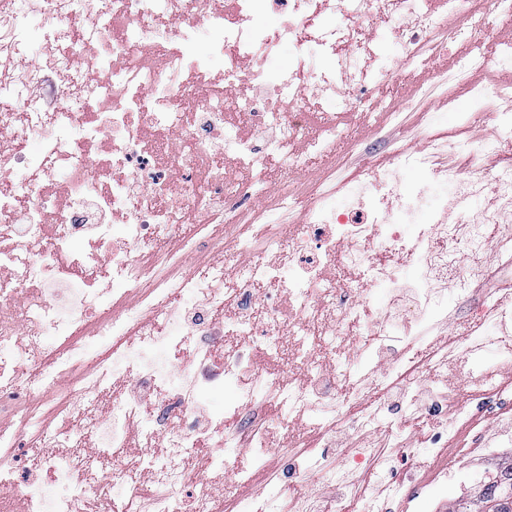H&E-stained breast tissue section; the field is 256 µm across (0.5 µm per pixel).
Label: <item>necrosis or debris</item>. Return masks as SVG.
<instances>
[{
  "instance_id": "obj_1",
  "label": "necrosis or debris",
  "mask_w": 512,
  "mask_h": 512,
  "mask_svg": "<svg viewBox=\"0 0 512 512\" xmlns=\"http://www.w3.org/2000/svg\"><path fill=\"white\" fill-rule=\"evenodd\" d=\"M488 14L511 19L512 0H0V486L23 512H81L89 496L97 512H252L273 452L292 479L318 470L352 512H392L447 477L460 430L472 451L512 447V395L485 370L482 340L454 330L418 351L409 339L512 251V171L495 180V210L476 206L470 177L499 151L477 123L512 125V40L458 115L469 164L403 155L385 179L399 201L424 178L448 183L455 220L404 229L375 195L339 214L312 179L343 135L323 100L354 108L392 76L379 24L393 23L403 69ZM39 43L54 53L36 59ZM309 46L330 67L311 70ZM287 49L291 67L264 69ZM34 131L44 146L30 152ZM403 167L422 181H402ZM488 224L508 237H487ZM375 249L406 256L409 275ZM230 252L245 260L229 272ZM380 290L396 307L365 322ZM227 388L234 403L199 429V405ZM413 416L436 424L427 448ZM206 444L205 468L191 469ZM20 448L44 480L18 472ZM415 451L427 473L402 478ZM365 465L378 481L361 488ZM58 484L65 495L50 494Z\"/></svg>"
}]
</instances>
